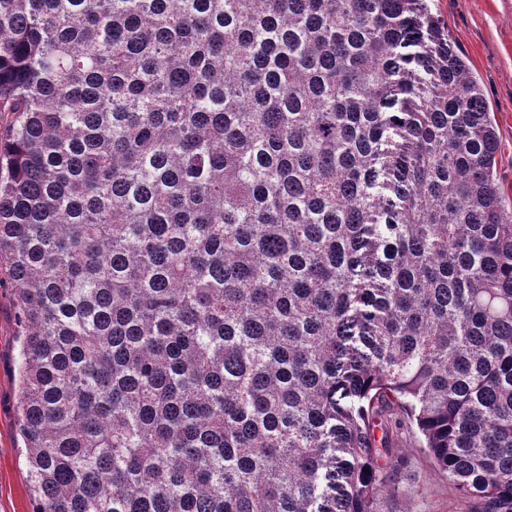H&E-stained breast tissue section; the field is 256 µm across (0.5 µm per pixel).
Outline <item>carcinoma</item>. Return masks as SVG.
<instances>
[{
  "label": "carcinoma",
  "instance_id": "cac0c4a2",
  "mask_svg": "<svg viewBox=\"0 0 512 512\" xmlns=\"http://www.w3.org/2000/svg\"><path fill=\"white\" fill-rule=\"evenodd\" d=\"M0 128L33 512H379L399 423L512 512V210L427 0H0Z\"/></svg>",
  "mask_w": 512,
  "mask_h": 512
}]
</instances>
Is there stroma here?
Returning a JSON list of instances; mask_svg holds the SVG:
<instances>
[{
	"mask_svg": "<svg viewBox=\"0 0 512 512\" xmlns=\"http://www.w3.org/2000/svg\"><path fill=\"white\" fill-rule=\"evenodd\" d=\"M455 47L483 86L498 128L496 175L512 207V0H431ZM18 343L8 283L0 284V512H32L26 466L18 437ZM395 454L407 457L406 478L383 512H465L460 492L434 470L415 436L396 433Z\"/></svg>",
	"mask_w": 512,
	"mask_h": 512,
	"instance_id": "1",
	"label": "stroma"
}]
</instances>
